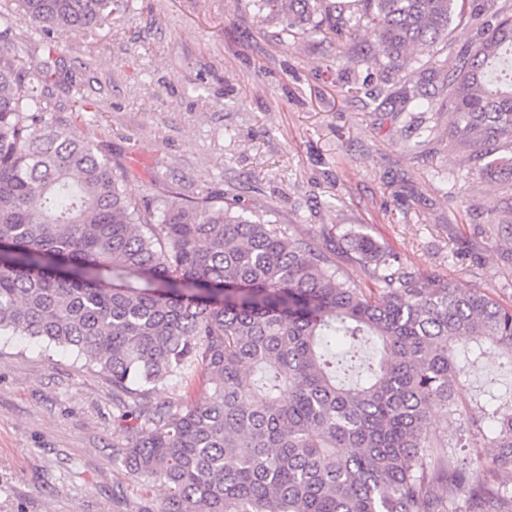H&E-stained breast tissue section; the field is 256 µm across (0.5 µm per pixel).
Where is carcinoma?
I'll return each mask as SVG.
<instances>
[{
    "label": "carcinoma",
    "instance_id": "cac0c4a2",
    "mask_svg": "<svg viewBox=\"0 0 512 512\" xmlns=\"http://www.w3.org/2000/svg\"><path fill=\"white\" fill-rule=\"evenodd\" d=\"M45 36L102 26L125 0H17ZM289 44L327 35L345 64L373 60L389 97L432 112L445 74L453 146L512 175V5L498 0H249ZM480 26L457 51L450 28ZM374 31V47L356 42ZM420 50L410 58L407 51ZM50 58L0 57V337L63 348L123 394L118 459L160 506L138 512H512V406L463 416L458 461L427 412H459V360L493 349L512 373V306L413 272L368 236L350 239L374 287L341 278V247H315L234 201L141 209L90 137L47 120ZM373 101L380 86L347 80ZM199 375L204 403L154 407L160 384ZM490 425H485V420Z\"/></svg>",
    "mask_w": 512,
    "mask_h": 512
}]
</instances>
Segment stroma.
I'll return each mask as SVG.
<instances>
[{"label": "stroma", "instance_id": "obj_1", "mask_svg": "<svg viewBox=\"0 0 512 512\" xmlns=\"http://www.w3.org/2000/svg\"><path fill=\"white\" fill-rule=\"evenodd\" d=\"M247 2L130 0L96 32L55 33L48 119L92 137L143 208L242 198L303 241L366 234L415 271L512 305V179L449 145L447 91L409 118L368 105L345 93L334 42L281 44ZM0 15V56L42 52L15 0ZM120 415L111 381L73 353L0 338V512L162 500L114 458Z\"/></svg>", "mask_w": 512, "mask_h": 512}]
</instances>
